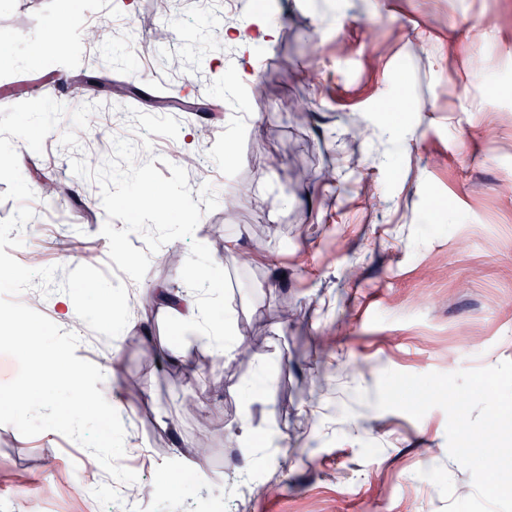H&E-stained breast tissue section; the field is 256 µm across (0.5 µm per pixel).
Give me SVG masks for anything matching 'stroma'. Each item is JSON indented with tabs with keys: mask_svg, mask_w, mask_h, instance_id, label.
<instances>
[{
	"mask_svg": "<svg viewBox=\"0 0 512 512\" xmlns=\"http://www.w3.org/2000/svg\"><path fill=\"white\" fill-rule=\"evenodd\" d=\"M66 16L60 45L49 19ZM251 19L276 23L268 47L213 38L209 18L180 0L169 37L144 41V62L116 67L91 51L88 28L149 32L155 0H0V108L71 96L97 106V135L86 145L112 153L116 103L102 83L120 80L138 111L176 118L181 135L152 136L151 155L177 162L199 152L203 124L191 109L222 97L204 174L217 197L249 184L251 198L205 213L193 240L170 246L181 260L191 241L221 257L231 285L235 333L256 343L243 363L192 342L160 304L130 318L115 339L70 324L90 372L118 351L114 400L131 429L83 411L87 443L121 457L130 437L151 450L141 467V512H193L223 499L227 512H442L446 501L418 472L446 469L454 495H469V472L450 459L444 410L416 420L375 407L383 371L422 375L512 361V0H273ZM377 37H369L370 27ZM484 55L481 72L473 53ZM317 81H309V73ZM311 101L297 119L247 91L257 79ZM361 130L358 153L346 138ZM52 131L38 154L15 140L25 180L52 177L54 204L29 202L38 220L22 247L40 249L56 280L84 264L109 279L119 270L95 205L98 184L77 176ZM335 172L320 181L323 169ZM261 249L264 260L239 264ZM181 260L152 255L142 286L179 288ZM190 344L201 370L186 379L168 360ZM136 385L176 428L158 433L126 395ZM206 394L212 425L187 409ZM71 413L18 419L0 406V512H115L112 483L67 430ZM249 424L252 440L238 430ZM211 453L186 456L199 434Z\"/></svg>",
	"mask_w": 512,
	"mask_h": 512,
	"instance_id": "stroma-1",
	"label": "stroma"
}]
</instances>
